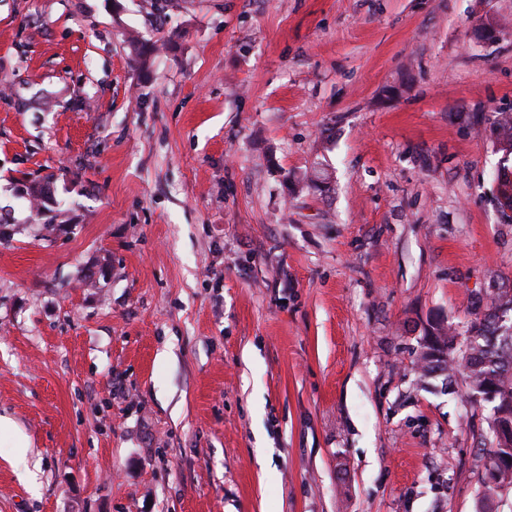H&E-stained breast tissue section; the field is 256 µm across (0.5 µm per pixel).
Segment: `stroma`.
I'll list each match as a JSON object with an SVG mask.
<instances>
[{
  "label": "stroma",
  "mask_w": 512,
  "mask_h": 512,
  "mask_svg": "<svg viewBox=\"0 0 512 512\" xmlns=\"http://www.w3.org/2000/svg\"><path fill=\"white\" fill-rule=\"evenodd\" d=\"M501 111L512 0H0V512H480Z\"/></svg>",
  "instance_id": "1"
}]
</instances>
